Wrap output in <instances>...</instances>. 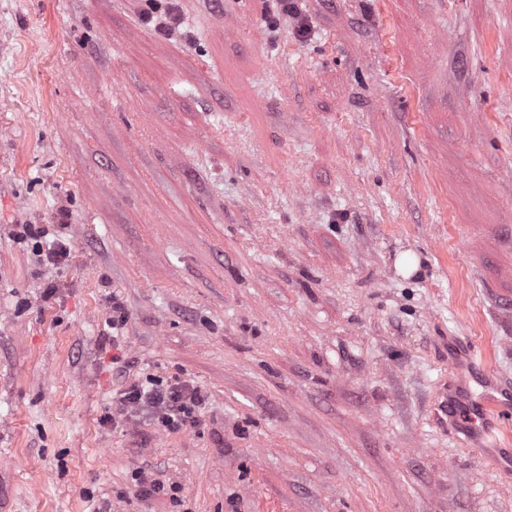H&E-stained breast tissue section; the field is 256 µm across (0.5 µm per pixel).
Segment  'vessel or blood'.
Masks as SVG:
<instances>
[{
    "instance_id": "vessel-or-blood-1",
    "label": "vessel or blood",
    "mask_w": 512,
    "mask_h": 512,
    "mask_svg": "<svg viewBox=\"0 0 512 512\" xmlns=\"http://www.w3.org/2000/svg\"><path fill=\"white\" fill-rule=\"evenodd\" d=\"M460 368L467 370L476 390L441 395L435 409L460 421L475 446L493 448L512 433V380L490 369L478 345H470Z\"/></svg>"
}]
</instances>
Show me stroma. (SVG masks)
<instances>
[{
    "label": "stroma",
    "instance_id": "1",
    "mask_svg": "<svg viewBox=\"0 0 512 512\" xmlns=\"http://www.w3.org/2000/svg\"><path fill=\"white\" fill-rule=\"evenodd\" d=\"M301 9L0 0V512H512L433 420L512 378V0ZM144 373L202 426L106 424ZM16 235L19 242L34 240L39 244V256L42 257L45 265L58 266L70 255V246L61 235L53 234L54 238L51 242L48 243L46 240L43 242L42 239L49 235V231L35 224L18 225ZM136 492L141 496H169L173 500L178 499L179 486L176 484L165 485L159 479L153 478L151 473L138 470L133 474Z\"/></svg>",
    "mask_w": 512,
    "mask_h": 512
}]
</instances>
